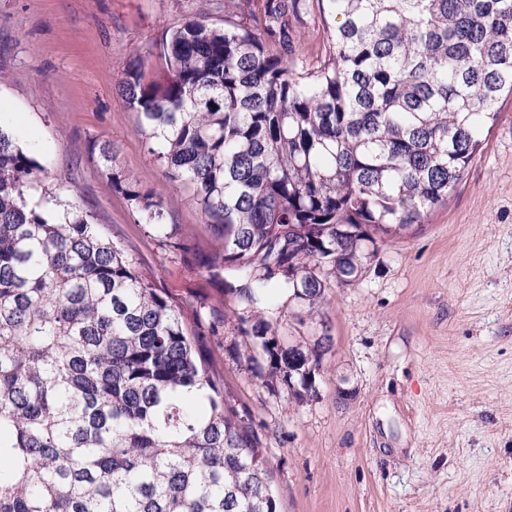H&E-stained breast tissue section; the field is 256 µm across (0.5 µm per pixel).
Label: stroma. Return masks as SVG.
Instances as JSON below:
<instances>
[{"instance_id": "35a3bbf8", "label": "stroma", "mask_w": 512, "mask_h": 512, "mask_svg": "<svg viewBox=\"0 0 512 512\" xmlns=\"http://www.w3.org/2000/svg\"><path fill=\"white\" fill-rule=\"evenodd\" d=\"M199 0H0V125L42 165L62 202L92 215L193 320L224 311L221 283L187 261L109 188L93 145L167 202L177 240L210 249L212 225L170 185L115 81L136 48L194 16ZM329 29L298 26L319 63ZM282 340L329 337L319 393L298 399L250 368L234 318L211 337L224 388L267 451L280 512H512V95L447 204L377 243L363 276L330 284L316 319L287 314ZM350 391L338 399L337 390Z\"/></svg>"}]
</instances>
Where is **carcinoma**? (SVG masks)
Returning a JSON list of instances; mask_svg holds the SVG:
<instances>
[{"label":"carcinoma","mask_w":512,"mask_h":512,"mask_svg":"<svg viewBox=\"0 0 512 512\" xmlns=\"http://www.w3.org/2000/svg\"><path fill=\"white\" fill-rule=\"evenodd\" d=\"M133 57L118 92L176 188L215 227L221 280L268 378L317 395L319 345L274 338L286 287L320 315L326 269L358 279L377 241L447 203L512 94V0H317L335 27L312 72L309 0H224ZM112 189L168 239L167 204L95 146ZM0 127V512H279L270 462L194 324ZM41 191V201L33 195Z\"/></svg>","instance_id":"carcinoma-1"}]
</instances>
